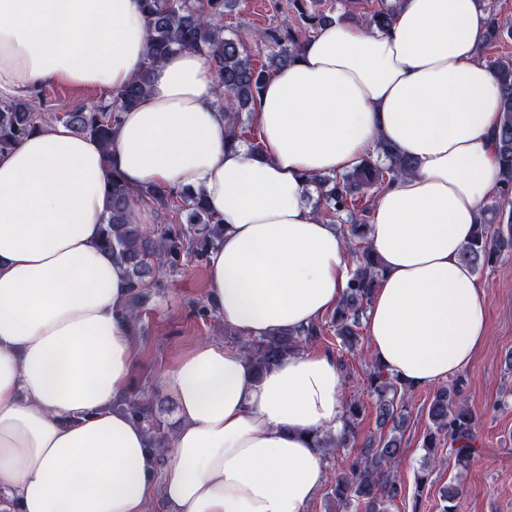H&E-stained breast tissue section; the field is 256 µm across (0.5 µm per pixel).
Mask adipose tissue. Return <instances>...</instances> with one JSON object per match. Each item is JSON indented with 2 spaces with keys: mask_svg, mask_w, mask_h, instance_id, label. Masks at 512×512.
Segmentation results:
<instances>
[{
  "mask_svg": "<svg viewBox=\"0 0 512 512\" xmlns=\"http://www.w3.org/2000/svg\"><path fill=\"white\" fill-rule=\"evenodd\" d=\"M479 0H399L380 31L323 27L265 83L261 150L233 140L203 54L181 50L122 112L110 148L52 122L0 153V512H305L326 479L313 439L338 432L343 375L325 353L255 374L206 341L161 377L181 422L155 478L148 437L114 404L133 370L125 270L97 246L105 186L202 191L224 219L205 302L239 335L335 310L351 251L308 205L311 176L352 170L387 141L409 175L379 196L367 244L382 274L370 355L418 389L482 348L485 291L461 251L497 188L501 88L480 60ZM139 0H0V101L47 83L103 99L145 66Z\"/></svg>",
  "mask_w": 512,
  "mask_h": 512,
  "instance_id": "1",
  "label": "adipose tissue"
}]
</instances>
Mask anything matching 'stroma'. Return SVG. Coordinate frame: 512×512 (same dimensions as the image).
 <instances>
[{"mask_svg":"<svg viewBox=\"0 0 512 512\" xmlns=\"http://www.w3.org/2000/svg\"><path fill=\"white\" fill-rule=\"evenodd\" d=\"M286 20L295 25L300 22L291 0H236L235 6L224 12V29L226 34L239 35L254 63L261 65L269 49L253 39V32L281 27ZM32 96L43 111L55 113L89 108L101 101L95 89L52 83L38 87ZM477 280L487 298L486 340L458 377L464 382L462 396L476 417L478 453L467 470L460 472L453 464H446L431 474L424 491H417L415 478L425 464L422 441L430 426L428 407L434 390H415L401 435L403 464L397 476L403 493L390 512H436L442 488L453 483L461 491L460 512H512V254H502L478 272ZM206 288V264L192 258L167 278L159 295L151 298L133 338L131 392L162 394V374L202 340L233 344V337L214 330L209 321L196 314L194 305L203 300ZM312 348L334 354L349 379L346 397L362 406L358 439L379 437L376 397L359 357L339 352L330 330Z\"/></svg>","mask_w":512,"mask_h":512,"instance_id":"stroma-1","label":"stroma"}]
</instances>
